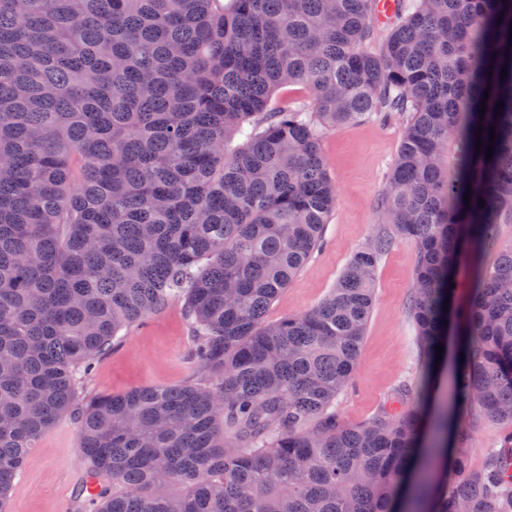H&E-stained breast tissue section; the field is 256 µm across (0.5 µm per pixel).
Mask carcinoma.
I'll return each instance as SVG.
<instances>
[{"mask_svg": "<svg viewBox=\"0 0 512 512\" xmlns=\"http://www.w3.org/2000/svg\"><path fill=\"white\" fill-rule=\"evenodd\" d=\"M375 5L0 0V512L76 406L95 512H512V244L481 260L512 224V0H399L378 48ZM285 86L310 104L273 106ZM374 112L404 118L389 231L268 321L336 207L322 137ZM394 238L418 254L427 373L454 337V400L509 425L479 471L411 387L370 424L336 414ZM175 299L198 379L77 403L119 333Z\"/></svg>", "mask_w": 512, "mask_h": 512, "instance_id": "obj_1", "label": "carcinoma"}]
</instances>
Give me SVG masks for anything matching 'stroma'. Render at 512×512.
<instances>
[{
  "label": "stroma",
  "mask_w": 512,
  "mask_h": 512,
  "mask_svg": "<svg viewBox=\"0 0 512 512\" xmlns=\"http://www.w3.org/2000/svg\"><path fill=\"white\" fill-rule=\"evenodd\" d=\"M403 120L373 115L328 131L321 142L338 199L324 229V245L279 295L267 313L279 321L309 310L334 288L352 255L382 232L377 203L398 152ZM417 266L415 247L394 241L375 274V300L351 385L336 398V411L354 424L372 422L399 388L424 382L420 340L411 313ZM192 330L182 301L133 324L97 363L81 392L119 394L133 388L181 386L195 380L188 360ZM469 433L468 462L481 469L502 431L500 423L463 413ZM78 419L62 417L39 440L34 457L14 481L7 512H52L62 489L79 491L84 467L78 453Z\"/></svg>",
  "instance_id": "obj_1"
}]
</instances>
